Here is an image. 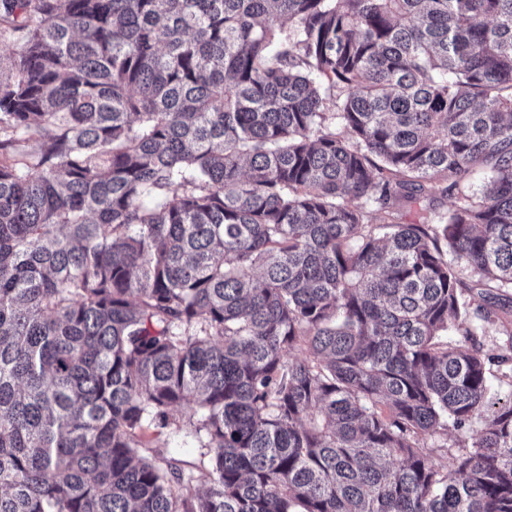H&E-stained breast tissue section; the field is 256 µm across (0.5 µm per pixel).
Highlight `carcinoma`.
<instances>
[{
    "label": "carcinoma",
    "mask_w": 512,
    "mask_h": 512,
    "mask_svg": "<svg viewBox=\"0 0 512 512\" xmlns=\"http://www.w3.org/2000/svg\"><path fill=\"white\" fill-rule=\"evenodd\" d=\"M0 26V512H512V0ZM154 448L167 458L195 461L201 451L194 436L185 427L182 430H169L154 439Z\"/></svg>",
    "instance_id": "carcinoma-1"
}]
</instances>
